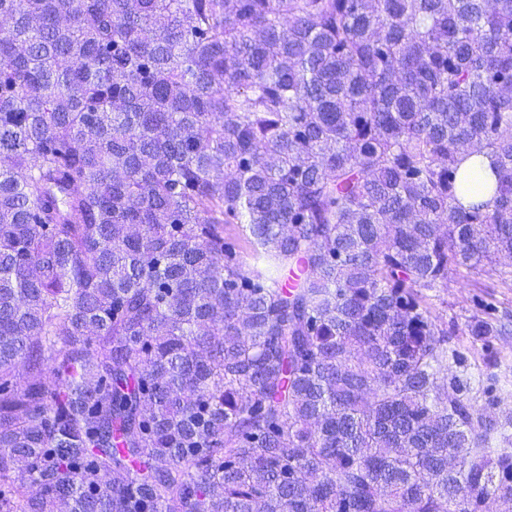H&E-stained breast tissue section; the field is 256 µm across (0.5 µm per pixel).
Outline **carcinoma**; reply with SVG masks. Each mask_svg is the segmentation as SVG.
<instances>
[{"label":"carcinoma","mask_w":512,"mask_h":512,"mask_svg":"<svg viewBox=\"0 0 512 512\" xmlns=\"http://www.w3.org/2000/svg\"><path fill=\"white\" fill-rule=\"evenodd\" d=\"M0 14V512H512V0ZM463 168L462 177L465 180V190L459 196L461 203L467 206L471 202L487 200L492 193L494 183L490 159L486 156H479L466 161ZM473 179H475V182H472ZM472 184L476 192H473V190L467 191L468 187H472ZM493 292L498 303V317L505 324L501 336H496L494 346L498 364L486 365L485 352L480 342L465 336L462 330L481 311L473 304L471 288H465L461 281L448 280V286L437 288L432 294L433 312L440 317L443 328H448V349L457 348L468 357L466 364L476 376L479 372L492 373L496 380L497 406L495 416L501 420L512 416V294L503 296L502 288H486ZM447 325V326H446Z\"/></svg>","instance_id":"obj_1"}]
</instances>
